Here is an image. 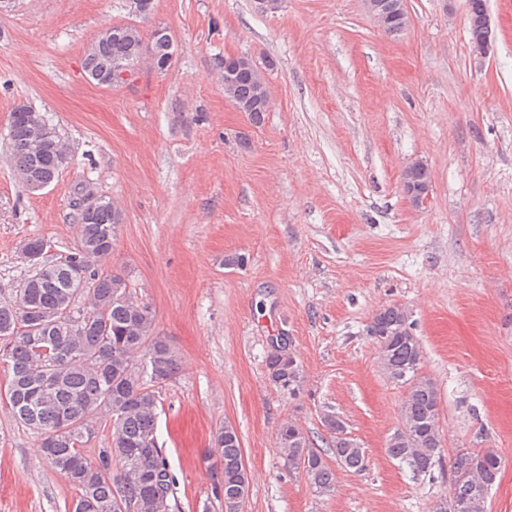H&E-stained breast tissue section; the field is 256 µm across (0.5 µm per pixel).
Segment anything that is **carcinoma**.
Listing matches in <instances>:
<instances>
[{"mask_svg": "<svg viewBox=\"0 0 512 512\" xmlns=\"http://www.w3.org/2000/svg\"><path fill=\"white\" fill-rule=\"evenodd\" d=\"M486 0H468V34L475 45L491 36L481 23ZM408 23L406 9L392 11L382 29L399 34ZM146 49L156 63L168 57L163 36L143 39L134 25L121 36L98 35L83 60L84 71L99 73L135 60ZM230 73L224 96L259 127L265 121L266 82L255 62L229 56L217 62ZM32 107L18 104L9 114L15 142L14 167L22 180L50 177L68 157L64 140L51 150L33 136L25 116ZM409 185L431 183L425 167L404 170ZM120 211L102 198L97 212L78 222L74 247L55 262L42 261L21 288L0 293V365L10 375L8 401L14 418L45 435L42 451L48 465L64 475L75 491L70 512H174L176 480L164 449L157 443L158 417L163 410V387L176 380L180 360L159 336L155 310L136 296L134 284L122 272L100 273L95 265L112 253ZM89 269L93 287H77L74 265ZM379 346L380 367L395 384L407 388L400 405L399 426L388 435L387 456L409 465L418 475L448 466V504L458 512H487L488 494L500 476L502 458L492 448H463L445 461L439 427V397L434 382L422 374L423 350L413 333L408 311L398 305L380 309L367 326ZM272 380L288 386V396L300 393L301 364L291 365L268 354ZM109 419L112 443L99 449L98 464L87 462L82 447L95 433L100 415ZM330 436L329 452L313 446L303 428L292 421L278 429L277 447L320 496L335 489L333 467L360 473L370 465L365 448L337 431L344 423L333 413L321 418ZM215 454L224 464V496L219 512L238 510L240 488L236 469L243 459L238 432L213 438Z\"/></svg>", "mask_w": 512, "mask_h": 512, "instance_id": "obj_1", "label": "carcinoma"}]
</instances>
